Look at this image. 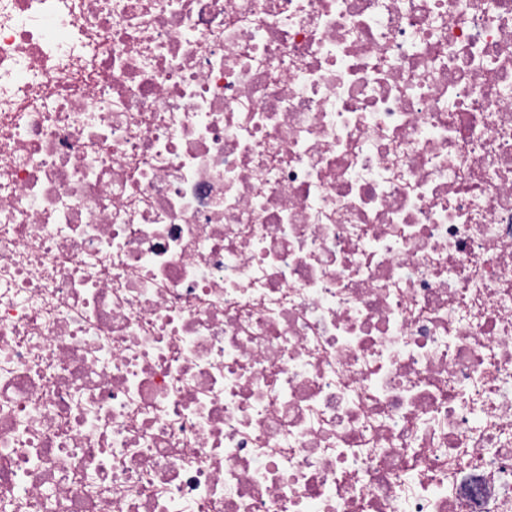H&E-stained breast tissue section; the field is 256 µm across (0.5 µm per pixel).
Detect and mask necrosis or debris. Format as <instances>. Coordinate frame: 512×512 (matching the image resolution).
<instances>
[{"label": "necrosis or debris", "instance_id": "1", "mask_svg": "<svg viewBox=\"0 0 512 512\" xmlns=\"http://www.w3.org/2000/svg\"><path fill=\"white\" fill-rule=\"evenodd\" d=\"M0 512H512V0H0Z\"/></svg>", "mask_w": 512, "mask_h": 512}]
</instances>
